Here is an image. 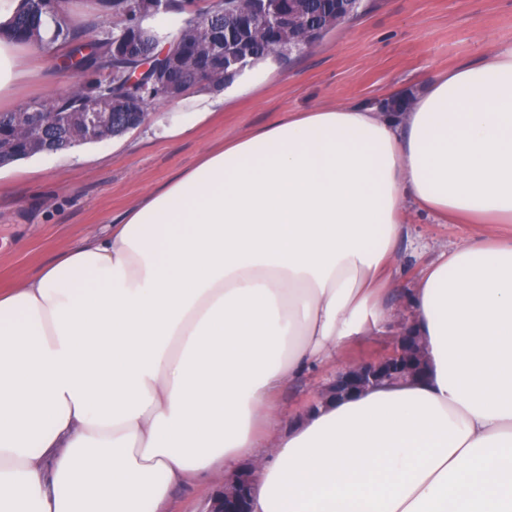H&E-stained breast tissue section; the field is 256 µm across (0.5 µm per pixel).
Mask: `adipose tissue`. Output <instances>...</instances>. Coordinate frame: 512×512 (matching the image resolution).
<instances>
[{"label":"adipose tissue","mask_w":512,"mask_h":512,"mask_svg":"<svg viewBox=\"0 0 512 512\" xmlns=\"http://www.w3.org/2000/svg\"><path fill=\"white\" fill-rule=\"evenodd\" d=\"M0 104L47 43L6 38ZM267 59L164 104L172 139ZM402 111L288 112L201 154L0 291V512H166L256 471L253 512H512V234L466 239L407 293L424 378L288 418L285 383L392 323L407 208L512 224V43L425 76Z\"/></svg>","instance_id":"ef3b65f1"}]
</instances>
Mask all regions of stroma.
I'll list each match as a JSON object with an SVG mask.
<instances>
[{
    "instance_id": "1",
    "label": "stroma",
    "mask_w": 512,
    "mask_h": 512,
    "mask_svg": "<svg viewBox=\"0 0 512 512\" xmlns=\"http://www.w3.org/2000/svg\"><path fill=\"white\" fill-rule=\"evenodd\" d=\"M359 18L331 30L315 47L291 54L277 72L246 90L215 120L177 139L138 128L93 143L81 159L42 157L38 167L20 161L0 168V289L34 276L88 233L121 223L147 191L165 184L206 149L251 133L283 112L318 107H385L390 96L418 90L421 76L480 60L512 42V0H368ZM57 77L45 61L40 78L22 88L20 104L49 99L78 81ZM398 246L395 287L400 307L420 268L477 232L504 234L505 224H441L416 211L406 214ZM397 332L360 340L336 360L290 383L280 400L301 413L337 372L386 353Z\"/></svg>"
}]
</instances>
